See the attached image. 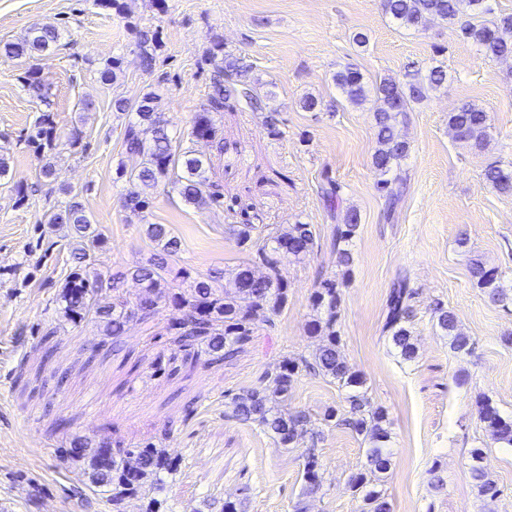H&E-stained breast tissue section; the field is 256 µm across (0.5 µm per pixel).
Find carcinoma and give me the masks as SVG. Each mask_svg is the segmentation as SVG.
Instances as JSON below:
<instances>
[{
	"label": "carcinoma",
	"mask_w": 512,
	"mask_h": 512,
	"mask_svg": "<svg viewBox=\"0 0 512 512\" xmlns=\"http://www.w3.org/2000/svg\"><path fill=\"white\" fill-rule=\"evenodd\" d=\"M383 9L400 27L414 32L424 30L432 18L459 23L462 36L475 44L487 57H512V13L501 14L493 20L476 24L474 19L491 12L488 0H383ZM61 39L60 31L52 25H34L26 34L11 42L0 43V57L24 66L23 88L38 100L46 98L39 67V56ZM207 59L217 69L208 108L197 113L187 136L196 141H215L218 134L216 116L224 112L225 102L232 99L252 112H264L266 107L258 88L248 79L250 66L234 53L224 50L220 40L212 42ZM447 73L439 66L431 68L421 78L400 82L384 77L375 82L368 92L363 75L354 67L346 66L336 73V83L347 100L355 105L371 103L377 129V146L373 165L379 179L377 188L383 192L387 213L396 210L403 196V182L393 174L408 153L409 144L399 129L401 117L410 106L428 97L443 86ZM112 107L117 112L133 111L134 116L124 125L122 148L125 154L139 159L134 168H122L118 179L127 185L123 208L131 216L142 217L149 207L148 192L159 185H169L181 200L202 207L215 202L220 193L213 188L207 176L208 159L193 150L180 149L161 124L152 99L143 96L132 104L116 99ZM448 123L456 139L482 150L489 139V118L479 106L465 102L449 113ZM61 139L53 113L43 112L35 121L25 141L36 151L50 153ZM484 177L501 195L512 196V166L493 162L485 167ZM341 187L332 179L321 186V197L333 211L340 198ZM41 223L70 226L72 271L58 292L55 302L63 317L77 326L91 318L103 325L104 335L115 344L125 335L133 321H145L161 304L173 306L181 316L168 324L166 335L179 348L194 350L209 364L222 363L240 352L253 336L257 320L269 323L288 303V286L282 260L298 259L311 253L317 246L316 233L311 224H288L274 228L267 234L268 251L259 255L262 269L243 263L229 272L214 275H192L181 271L186 288L169 287L170 268L167 258L181 251L182 241L173 236L164 224H146L144 233L157 249L145 263L111 274L99 271L96 251L104 248L107 239L91 224L84 206L71 201L61 212H46ZM359 226V214L349 208L340 217L332 237V244L342 265L352 259L351 246ZM470 275L476 285L487 294L489 301L501 307L512 305V296L502 288L498 272L474 259ZM134 280L139 293L130 297L122 285ZM415 291L405 276L393 282L387 297V312L383 330L399 357L412 361L416 346L408 327L411 302ZM339 289L336 280L326 279L315 290L313 304L320 317L310 327L311 334L321 337V343L312 355L283 356L274 373L272 385L258 387L230 398L228 408L235 419L258 426L274 438L282 448H295L307 435L313 434L309 414L304 411L286 413L281 402L288 399L294 382L302 372H313L331 379L346 391L348 409H331L324 420L344 425L368 443L365 468L353 474L348 485L354 496L363 503L362 512H391L382 489L390 459L385 444L390 438L384 411L371 404L366 381L351 370L341 350L338 321ZM435 326L449 337L454 353L469 355L474 341L467 336L450 310L438 308L434 312ZM480 421L492 442L505 448L512 447V417L502 415L489 398L480 400ZM59 457L80 468L99 500L109 512H124L123 504L129 498L147 499L144 512H170L167 500L149 496L164 489L166 478L175 474L179 462L165 449L145 442L137 448H112L109 443H94L81 436H73L69 447L59 449ZM482 450L472 451L470 475L478 494L487 502L496 501L502 494L498 483L489 477L481 465ZM305 491L318 492L323 485L319 464L310 452L304 468Z\"/></svg>",
	"instance_id": "cac0c4a2"
}]
</instances>
